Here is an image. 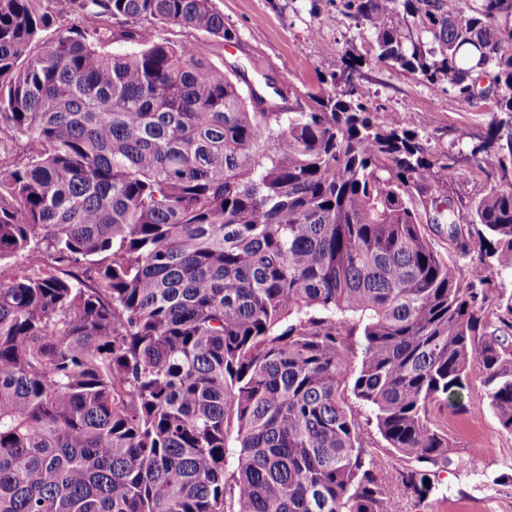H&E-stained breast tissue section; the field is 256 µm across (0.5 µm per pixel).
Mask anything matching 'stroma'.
Returning a JSON list of instances; mask_svg holds the SVG:
<instances>
[{"mask_svg":"<svg viewBox=\"0 0 512 512\" xmlns=\"http://www.w3.org/2000/svg\"><path fill=\"white\" fill-rule=\"evenodd\" d=\"M215 7L225 25L237 31L236 42L222 45L179 27L165 28V36L196 43L215 65L238 62L257 90H264L266 78H274L287 98L317 91L321 79L335 70L338 54L366 53L371 42L344 16L340 0H215ZM357 79L369 91L374 111L404 113L410 125L430 133L438 152H468L495 111L493 97L466 104L383 64L363 66ZM468 381L466 413L433 412L455 447L451 464L427 498L399 495V512H512V434L500 427L488 406L479 363L470 364Z\"/></svg>","mask_w":512,"mask_h":512,"instance_id":"obj_1","label":"stroma"}]
</instances>
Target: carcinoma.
<instances>
[{"label": "carcinoma", "mask_w": 512, "mask_h": 512, "mask_svg": "<svg viewBox=\"0 0 512 512\" xmlns=\"http://www.w3.org/2000/svg\"><path fill=\"white\" fill-rule=\"evenodd\" d=\"M341 2L375 63L490 77L469 153L338 88L348 51L258 108L161 33L236 41L214 0H0V512H397L364 429L426 498L473 360L512 433V0ZM4 150V151H3ZM24 142L19 140L15 132L8 126H0V155L2 164L17 162L25 154Z\"/></svg>", "instance_id": "cac0c4a2"}]
</instances>
